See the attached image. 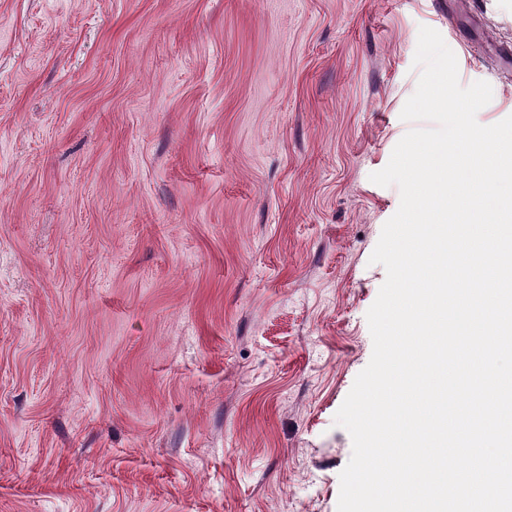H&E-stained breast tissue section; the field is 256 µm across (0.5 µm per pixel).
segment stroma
<instances>
[{"instance_id": "stroma-1", "label": "stroma", "mask_w": 512, "mask_h": 512, "mask_svg": "<svg viewBox=\"0 0 512 512\" xmlns=\"http://www.w3.org/2000/svg\"><path fill=\"white\" fill-rule=\"evenodd\" d=\"M423 26L512 115V0H0V512H337Z\"/></svg>"}]
</instances>
